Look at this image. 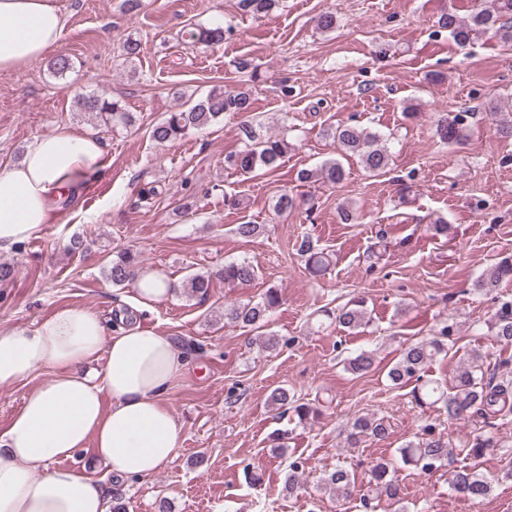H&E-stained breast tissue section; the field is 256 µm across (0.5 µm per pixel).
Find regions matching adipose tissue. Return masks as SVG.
Instances as JSON below:
<instances>
[{
  "instance_id": "adipose-tissue-1",
  "label": "adipose tissue",
  "mask_w": 512,
  "mask_h": 512,
  "mask_svg": "<svg viewBox=\"0 0 512 512\" xmlns=\"http://www.w3.org/2000/svg\"><path fill=\"white\" fill-rule=\"evenodd\" d=\"M65 27L57 0H0V73L41 60ZM105 166L93 136L62 127L34 138L20 162L0 168V249L39 237L55 199ZM101 356L103 373L88 372ZM184 366L171 337L137 324L108 329L84 307L0 327L1 387L48 374L0 433V512H110L99 481L65 460L89 446L123 478L148 477L171 463L182 429L164 395Z\"/></svg>"
}]
</instances>
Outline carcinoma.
<instances>
[{"label":"carcinoma","mask_w":512,"mask_h":512,"mask_svg":"<svg viewBox=\"0 0 512 512\" xmlns=\"http://www.w3.org/2000/svg\"><path fill=\"white\" fill-rule=\"evenodd\" d=\"M243 7L255 15H265L278 6V0H242ZM439 27L448 30V35L460 45H467L478 33L493 29L505 42H512V0H485L468 17L461 18L453 13L443 16ZM187 40L193 43H219L224 41V28L192 27L185 32ZM72 68L71 59L65 55L55 57L50 63V72L58 79L66 78ZM81 113L103 124L129 126L132 115L119 102L99 95H81L78 97ZM252 109L251 93L247 89L226 91L214 88L206 95L189 102L179 111L172 112L152 128V138L158 143L174 142L190 130L205 129L224 117V114L247 113ZM249 143L237 151L224 156L227 167L240 174L250 175L258 170L274 172L280 165L288 147L284 139L269 136L255 140L250 132H245ZM437 135L447 144H454L463 137V119L456 114L438 120ZM327 136L336 142L339 150L347 155L359 157L365 171L378 176L389 168L391 156L382 144V136L358 125L342 123L327 129ZM344 178V168L337 160H330L316 169H304L300 179H312L324 184H336ZM235 234L246 241L258 237L263 225L245 221L234 228ZM301 252L306 256L305 264L309 272L318 274L330 266L329 254L315 247L309 239L303 240ZM139 267L137 256L124 250L117 253L106 268V278L115 286L133 283L135 269ZM218 276L224 283L232 286H244L255 278V269L246 260L224 264ZM512 279V258L505 257L488 265L475 281V288L485 294H492L505 281ZM212 287V275L192 274L181 283L180 288L189 297H204ZM281 304V295L276 288H270L258 302L233 304L224 307V320L244 326L263 327L268 314ZM336 324L351 331L367 323L364 300L355 299L337 309ZM488 331L504 346L512 345V299H499L493 315L486 322ZM454 325L444 324L434 331L432 337L407 344L398 357L388 366L386 377L394 388H403L410 382H416L412 389V398L419 406H440L450 421L465 420L473 415L483 418L512 412V379L487 377L489 365L486 356L473 350L463 360L450 386L432 378H425V368L432 358L442 352H448L453 345ZM374 364L373 356L361 352L348 359V370L356 374L368 372ZM267 403L277 409L285 406L301 422L319 412V408L310 403H296L294 397L285 388H276L267 397ZM388 431L384 419L374 415L355 418L345 437V444L355 447L361 442L381 440ZM490 447V438L482 433L472 435L463 451L466 456L480 459ZM400 459L405 465H412L423 473L440 467L448 460L450 450L448 441L443 437L429 435L415 443H409L399 449ZM496 477L482 472L478 465L457 471L452 478L451 488L459 495L479 501L491 490ZM323 484L338 497H348L355 485V476L347 469L338 467L328 472ZM369 484L378 500H385L397 506L402 500L403 490L394 467L385 461H378L370 469Z\"/></svg>","instance_id":"carcinoma-1"}]
</instances>
